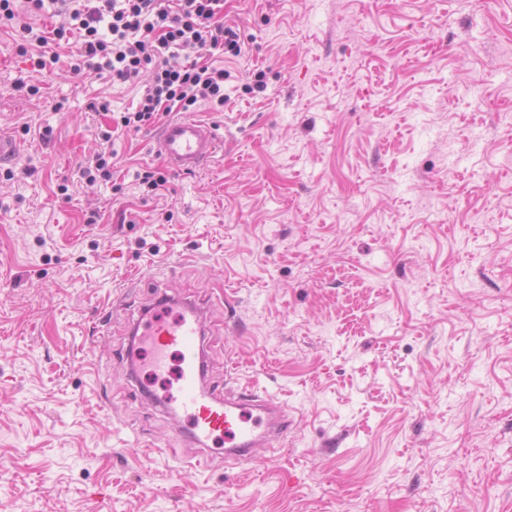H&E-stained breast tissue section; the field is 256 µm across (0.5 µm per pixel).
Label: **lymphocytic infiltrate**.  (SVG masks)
Returning a JSON list of instances; mask_svg holds the SVG:
<instances>
[{"instance_id":"1","label":"lymphocytic infiltrate","mask_w":512,"mask_h":512,"mask_svg":"<svg viewBox=\"0 0 512 512\" xmlns=\"http://www.w3.org/2000/svg\"><path fill=\"white\" fill-rule=\"evenodd\" d=\"M26 7L55 16L44 29H22L17 53L30 57L34 70L57 64L59 47L68 44L79 75L125 83L150 69L136 111L121 118L137 131L200 101L223 106L224 71L210 58L242 53L238 33L224 23V0H26Z\"/></svg>"}]
</instances>
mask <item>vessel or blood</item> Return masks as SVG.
Segmentation results:
<instances>
[{
  "mask_svg": "<svg viewBox=\"0 0 512 512\" xmlns=\"http://www.w3.org/2000/svg\"><path fill=\"white\" fill-rule=\"evenodd\" d=\"M157 152L177 172L188 173L206 166L224 146L218 127L190 116L165 123L154 138ZM202 313L181 300H162L152 318L142 324L147 347L146 372L156 379L175 375V389L167 390L164 405L176 407L190 439L220 442L232 459L251 455L258 439L273 441L288 433V412L275 397H257L239 389L218 399L199 386Z\"/></svg>",
  "mask_w": 512,
  "mask_h": 512,
  "instance_id": "b4317fda",
  "label": "vessel or blood"
}]
</instances>
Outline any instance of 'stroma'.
Returning a JSON list of instances; mask_svg holds the SVG:
<instances>
[{"label":"stroma","instance_id":"1","mask_svg":"<svg viewBox=\"0 0 512 512\" xmlns=\"http://www.w3.org/2000/svg\"><path fill=\"white\" fill-rule=\"evenodd\" d=\"M224 13L246 52L190 109L224 148L184 174L121 124L144 84L0 32V512H512V0ZM163 293L203 305L216 396L287 404L281 451L229 462L144 397ZM80 178L89 185L112 181V151L102 150L94 155L88 163L79 168Z\"/></svg>","mask_w":512,"mask_h":512}]
</instances>
